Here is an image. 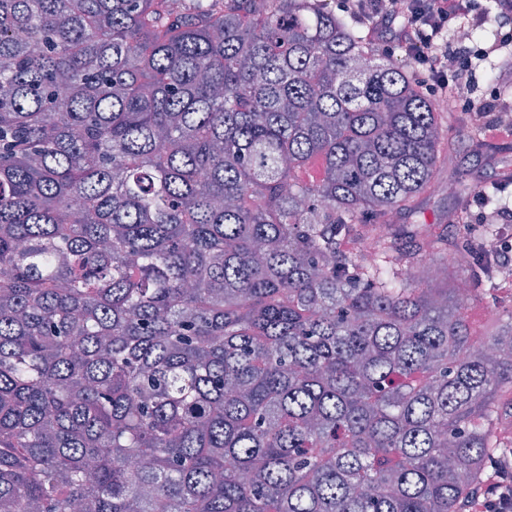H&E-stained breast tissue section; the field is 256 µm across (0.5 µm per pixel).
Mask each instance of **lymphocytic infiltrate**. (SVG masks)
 I'll return each instance as SVG.
<instances>
[{
    "label": "lymphocytic infiltrate",
    "instance_id": "obj_1",
    "mask_svg": "<svg viewBox=\"0 0 512 512\" xmlns=\"http://www.w3.org/2000/svg\"><path fill=\"white\" fill-rule=\"evenodd\" d=\"M380 0H346L350 17L379 36L384 51H404L413 60L430 94L453 97L462 111L481 113L496 108V101L477 105L466 101L464 89L476 70L490 59L482 47L450 45L449 31L462 25L494 22L497 48L512 46V0H493L494 11L484 9L481 0H404L397 12L379 7ZM473 512H512V469L502 468L497 481L487 484L472 503Z\"/></svg>",
    "mask_w": 512,
    "mask_h": 512
}]
</instances>
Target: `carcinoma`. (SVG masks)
<instances>
[{"mask_svg": "<svg viewBox=\"0 0 512 512\" xmlns=\"http://www.w3.org/2000/svg\"><path fill=\"white\" fill-rule=\"evenodd\" d=\"M449 106L324 0H0V512H464L512 464V308L460 314L512 169L387 220L453 132L497 162ZM452 192V185L448 184V193L440 192L429 197L423 204L421 212L402 220L401 224H417L419 222H434L435 219L453 208V199L448 196Z\"/></svg>", "mask_w": 512, "mask_h": 512, "instance_id": "obj_1", "label": "carcinoma"}]
</instances>
